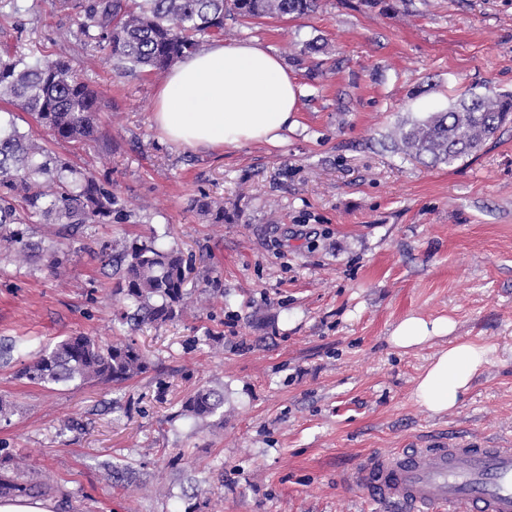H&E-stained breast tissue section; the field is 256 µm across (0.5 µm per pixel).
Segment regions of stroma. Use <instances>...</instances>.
I'll return each mask as SVG.
<instances>
[{"mask_svg": "<svg viewBox=\"0 0 512 512\" xmlns=\"http://www.w3.org/2000/svg\"><path fill=\"white\" fill-rule=\"evenodd\" d=\"M45 0L0 8V56L70 59L101 99L97 141L18 128L108 177L124 207L63 242L70 263L0 261V446L53 478L56 512H399L351 474L399 448H512V122L453 165L406 155L394 129L463 96L512 94V0H322L301 17L227 21L225 41L275 51L300 87L277 145L221 153L165 141L151 121L166 72L119 75ZM324 46L305 53L307 43ZM224 204L223 220L199 208ZM155 235L193 254L200 310L134 327L108 250ZM213 288H206V280ZM410 315L492 347L459 407L434 415L415 381L447 338L389 342ZM128 338L152 369L114 387L36 385L23 364L64 337ZM223 418L181 417L198 388ZM130 468L115 486L106 466Z\"/></svg>", "mask_w": 512, "mask_h": 512, "instance_id": "1", "label": "stroma"}]
</instances>
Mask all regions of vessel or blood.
<instances>
[{"mask_svg":"<svg viewBox=\"0 0 512 512\" xmlns=\"http://www.w3.org/2000/svg\"><path fill=\"white\" fill-rule=\"evenodd\" d=\"M352 482L408 512H512V448H400L370 456Z\"/></svg>","mask_w":512,"mask_h":512,"instance_id":"vessel-or-blood-1","label":"vessel or blood"}]
</instances>
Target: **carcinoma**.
<instances>
[{
    "label": "carcinoma",
    "mask_w": 512,
    "mask_h": 512,
    "mask_svg": "<svg viewBox=\"0 0 512 512\" xmlns=\"http://www.w3.org/2000/svg\"><path fill=\"white\" fill-rule=\"evenodd\" d=\"M74 15L77 33L89 44L111 48L119 74L162 70L197 50L198 38L224 35V18L253 21L269 16L303 17L320 0H46ZM0 103L30 115L57 141L88 145L97 140V93L63 58L0 60ZM512 114V94L473 95L446 111L400 127L396 136L416 159L453 164L476 154ZM112 182L49 152L19 130L0 122V257L27 260L38 253L57 270L68 252L55 241L29 240L34 217L75 232L83 224H110L119 213ZM123 265L118 291L133 307L123 320L136 326L180 317L191 294L185 283L193 267L178 249H163L141 236L116 255ZM152 369L141 349L127 339L101 343L68 336L26 364L20 375L38 385L96 383L118 386ZM224 392L201 388L179 415L204 421L224 418ZM52 490L28 472L22 457L0 448V497H37Z\"/></svg>",
    "instance_id": "cac0c4a2"
}]
</instances>
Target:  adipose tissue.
<instances>
[{
	"label": "adipose tissue",
	"mask_w": 512,
	"mask_h": 512,
	"mask_svg": "<svg viewBox=\"0 0 512 512\" xmlns=\"http://www.w3.org/2000/svg\"><path fill=\"white\" fill-rule=\"evenodd\" d=\"M300 88L281 57L252 42L211 41L181 60L157 89L152 120L170 143L220 152L250 143H276L298 121ZM445 317L403 319L391 344L408 350L449 336L416 379L413 396L428 412L460 406L489 362L490 347L451 339Z\"/></svg>",
	"instance_id": "1"
}]
</instances>
